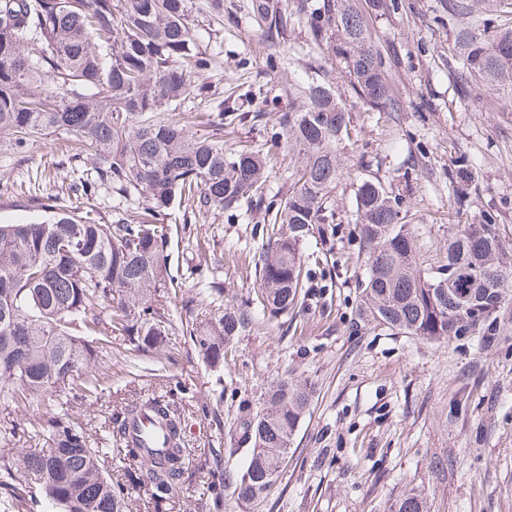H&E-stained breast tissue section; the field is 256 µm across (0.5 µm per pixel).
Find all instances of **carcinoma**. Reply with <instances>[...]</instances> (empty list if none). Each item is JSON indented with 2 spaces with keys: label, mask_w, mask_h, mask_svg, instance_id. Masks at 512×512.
Masks as SVG:
<instances>
[{
  "label": "carcinoma",
  "mask_w": 512,
  "mask_h": 512,
  "mask_svg": "<svg viewBox=\"0 0 512 512\" xmlns=\"http://www.w3.org/2000/svg\"><path fill=\"white\" fill-rule=\"evenodd\" d=\"M268 36L284 39L288 17L269 0H252ZM194 0H0V152H23L36 139L61 136L68 166V204L48 196L40 218L0 223V399L17 406L50 402L67 389L82 398L110 387L100 363L112 339L152 355L172 357L175 325L157 306L168 294L170 235L163 216L174 203L192 215L232 212L264 201L266 157L247 145L224 153V101L210 102L207 136L189 133L182 101L206 99L193 77L212 65L193 35ZM316 40L326 41L349 84L375 109L396 111L382 59L349 0H322L313 9ZM455 45L463 68L481 86L512 103V24L460 29ZM307 105L279 118L295 162L288 194L265 209L266 244L258 269L261 313L249 307L185 323L201 361L224 364V346L267 320L304 304L302 245L333 211L331 192L342 177L338 146L348 116L319 82L297 88ZM92 165L86 177L82 165ZM102 187L141 194L143 211L104 217L88 207ZM366 278L359 318L366 324L430 341L471 336L512 297V255L506 256L491 216L458 224L448 237L446 267L434 275L420 262L407 215L380 183L356 192ZM213 303H224V281L202 280ZM313 386L284 378L265 394L266 406L242 412L238 441L250 447L245 471L231 479L242 500L259 498L269 475L291 448ZM148 419L164 447H144ZM188 417L168 395H137L108 426L112 452L138 462L125 474L131 488L149 491L152 512L165 507L188 460ZM21 435L44 448L0 452V512L38 491L45 512H128L123 490L104 471L101 448L82 423L64 412L31 415L0 442ZM392 512H423L406 493Z\"/></svg>",
  "instance_id": "obj_1"
}]
</instances>
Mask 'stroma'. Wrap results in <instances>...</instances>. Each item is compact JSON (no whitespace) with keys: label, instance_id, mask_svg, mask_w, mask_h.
I'll return each instance as SVG.
<instances>
[{"label":"stroma","instance_id":"stroma-1","mask_svg":"<svg viewBox=\"0 0 512 512\" xmlns=\"http://www.w3.org/2000/svg\"><path fill=\"white\" fill-rule=\"evenodd\" d=\"M288 17L273 46L251 0H196L193 29L212 60L196 75L239 113L224 125V147L251 145L268 153L266 200L288 191L293 154L275 143L280 114L302 101L292 89L314 79L329 84L348 117L339 149L344 175L332 192V223L318 224L303 246L318 255L311 295L287 324L257 321L227 346L223 367L198 359L189 337L172 336L173 358L157 369L125 352L112 367L110 390L69 400L68 412L103 431L132 392L176 390L190 422L188 478L166 512H208L219 471H241L248 447L238 445L242 407L259 411L268 388L283 378L308 380L315 396L266 496L254 502L224 486L223 512H390L407 492L425 512H512V301L492 330L462 339L427 341L360 322L356 305L365 268L355 195L372 179L408 212L426 267L444 264L458 222L493 216L512 251V105L466 79L452 45L462 25L448 0H350L362 11L399 105L372 110L333 70L300 7L321 0H274ZM59 140H37L23 160L0 153V221L32 220V197L61 192L69 172L56 168ZM264 207L212 212L171 236L175 293L164 308L173 323L208 312L199 280L224 281L225 307L255 299V261L263 242ZM224 382L219 416L203 415L216 380Z\"/></svg>","mask_w":512,"mask_h":512}]
</instances>
